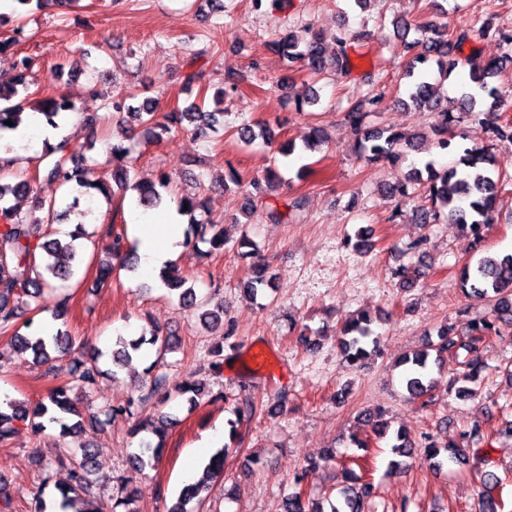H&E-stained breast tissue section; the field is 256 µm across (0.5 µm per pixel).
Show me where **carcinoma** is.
<instances>
[{
  "mask_svg": "<svg viewBox=\"0 0 512 512\" xmlns=\"http://www.w3.org/2000/svg\"><path fill=\"white\" fill-rule=\"evenodd\" d=\"M473 22L484 31L497 33L504 43L512 44V30L500 27L492 28L490 19L477 13ZM393 31L402 39V51L407 63L402 73L406 79L404 98L400 103L418 110H426L437 114L438 123L434 130L440 138L436 148L441 154H452L455 161L447 169L435 170V162L424 163V169L411 168L405 179L393 184L386 191L388 197H412L410 190H419L424 195V204L416 209V223L434 224L441 215L448 221L466 228L479 238L483 235L497 210V200L505 190V183L498 176L499 160L492 153L496 141L512 140V121H501L500 110L506 102L505 95L498 87L490 85V79L500 76L512 66V55L507 54L499 59L478 62L472 57H460L463 45L469 40L470 28L460 26L452 31L445 25L432 21L417 25L404 16L392 20ZM24 37V26L14 28V35L0 39V54L12 52L14 57L12 75L0 80V139L4 132L14 131L22 122L26 98L19 97L20 92H29L32 84L34 61L27 55L14 51V46ZM274 51L288 62L292 71L304 70L308 74L318 76L331 69L340 75L351 70L348 54V39L344 29L336 34V50L331 58H326L323 47V36L307 25L299 31L286 30L272 43ZM206 51L200 50L187 63L188 72L184 76L187 88H192L201 79V71L195 68L197 60L204 57ZM469 67L465 75L456 81L457 96L448 100L444 93V83L448 81L458 67ZM381 95L371 93L345 113L344 119L357 135V151L360 157L370 162H387L396 166L401 161L404 150L417 148L415 143L402 132L390 129H368L365 124L366 114L376 109ZM452 102L460 112H467L481 118L488 132L489 144L486 146H470L463 149L448 150L451 141L448 139V126L454 121L453 112L444 107V103ZM36 111L44 115L49 125L58 126L57 119L69 113L77 112L75 106L63 96L45 97ZM115 114V127L118 128L116 140L112 143V181L117 189H129L137 193V203L144 208H158L167 203L163 189L170 183L166 173L157 180L145 182L131 177V170L125 158L128 148L124 140L136 129H144L157 140L178 127L196 136L205 137L208 131L224 124V111H208L196 102L182 109L159 113L149 101L137 105L124 102L112 103ZM10 120L13 125L5 124ZM237 138L249 142L260 137L271 139V128L268 124L257 127L242 125L235 130ZM328 141V133L322 126L313 125L304 136L305 147L320 146ZM42 159L46 160L42 168L43 179L66 187L67 195L60 199L42 200L38 208L43 216L30 219L18 212L10 204L11 198L25 194L30 190V183L20 181L12 183L0 180V335L9 337V342L22 353L29 352L33 363L44 368L43 375L52 372L51 363L54 354L66 353L72 347V339L65 324H60L50 337L33 336L21 332V329L32 328L34 317L27 313L43 312L42 300L48 294L56 297L53 320H62L70 307V294L59 291L56 282H68L83 262L74 241L90 240L100 235L109 239L107 251L122 268L133 269L135 259L128 249L124 236L113 230V225H104L88 232L81 230L71 241L63 242L58 238H49L43 226L56 223L66 212L80 205L84 206L81 216L94 215L93 194L96 190L102 195L111 196L110 187L101 182L91 184L83 177L85 155L81 148L73 146L64 139L55 146H45ZM178 212L191 215L188 228L185 230V244L198 242L207 243L211 249H224L228 239L224 231L216 225L192 217V214L204 207V204L193 197H182L175 200ZM188 210H183V206ZM160 280L166 289L177 295L179 304L189 310L198 312L200 324L210 330L224 328V337L235 335L236 329L232 321L224 320V309H205L197 302L194 288L187 285V280L180 277L175 268L166 267ZM461 282L469 297L486 301L491 305L489 315L468 323V341L461 344L454 339L453 329L443 328L437 332V340L416 351L400 362L401 383L412 400H423L428 403L431 392L437 385L435 374L441 372L447 364L448 354L460 347H465L469 359L465 362L467 371L463 372L458 381L462 386L457 388L460 397L469 398L475 395L472 384L479 380L480 374L486 369L480 344L486 337L495 334L502 326L512 328V253L487 254L469 261L461 271ZM272 287V277L268 267L262 263L252 265L241 288L250 299L256 298L265 289ZM372 320L362 313L344 323L340 328L337 342L341 354L349 369L362 367L370 358L377 344V337L371 328ZM149 345L155 353L163 357L176 347V340L163 335L160 328L154 326L149 335H141L130 341L118 337L111 352L112 366L119 368L132 360V354L139 352L143 346ZM104 353L96 348L88 353L87 360L78 362L82 371L76 381L78 385L69 384L54 387L49 394L37 401L29 403L10 401L7 409L0 410V444L7 443L17 432L16 425L21 423L33 434L46 429V424H57L60 434L76 438L83 433V416L80 408L94 409L96 413L90 419L104 424L116 414L129 419L138 415V407L156 397L163 389L164 379L154 376L146 389L137 397L120 406L95 405L93 385L97 374L101 373L98 363ZM255 414V403L246 401L245 407L237 412V420L231 423L230 436L239 438L237 425L250 421ZM361 424L371 430L378 438H390L393 458L388 460L387 467L391 472L404 469L406 460L422 453L430 466L442 470L448 466L468 467L480 476L484 488L480 501V512H501L502 504L491 494L490 488L499 483L497 474L488 469L489 460L481 453V444L485 439L482 425L476 423L471 429L459 433L458 438L448 440L440 446L430 435H424L416 441L399 429L391 434L380 413L366 410L361 414ZM137 433L150 432L157 441L140 442V451L131 453L129 472L125 477L126 512H137L132 508L136 498L134 483L146 468L153 466L164 447V425H156L151 421H139L135 424ZM80 458L68 460L69 478L57 491L74 512H94L89 508L85 495L90 487L95 467L96 451L80 445ZM228 448L215 452L204 467L203 477L195 483L182 487L175 502L167 512H196V504L200 502L202 493L206 492L214 478L224 472V459ZM373 493V485L361 481V478L349 474V485L339 491L335 498L327 499V507L312 506L300 490L289 492L282 498L283 512H365L368 499Z\"/></svg>",
  "mask_w": 512,
  "mask_h": 512,
  "instance_id": "cac0c4a2",
  "label": "carcinoma"
}]
</instances>
